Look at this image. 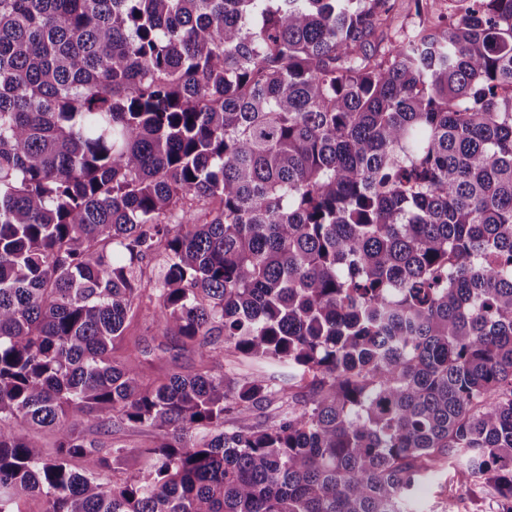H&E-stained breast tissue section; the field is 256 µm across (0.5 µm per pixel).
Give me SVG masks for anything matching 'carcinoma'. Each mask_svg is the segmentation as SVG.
<instances>
[{"label": "carcinoma", "instance_id": "carcinoma-1", "mask_svg": "<svg viewBox=\"0 0 512 512\" xmlns=\"http://www.w3.org/2000/svg\"><path fill=\"white\" fill-rule=\"evenodd\" d=\"M415 5L0 0V512H512V0ZM127 336L129 339V345L122 344L120 346V349L117 351L116 355L124 356L132 352L134 350V342H137V340L139 339V349H151V354L140 355V359L144 362V365L147 367V363L154 358L153 348H155L161 341H163V338L159 335V332L155 327L146 329L142 316H136L133 319L130 327L127 330ZM77 431L89 440L105 442L107 445L112 444V446L115 447L124 446L126 448H138L139 446L148 444L154 436L152 430L128 426L113 428L112 433H104L86 423L78 425Z\"/></svg>", "mask_w": 512, "mask_h": 512}]
</instances>
